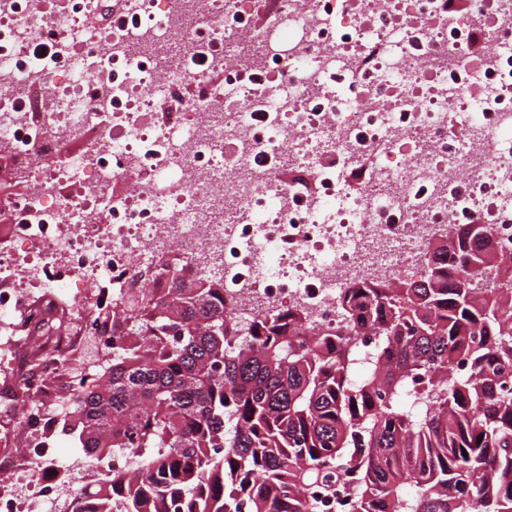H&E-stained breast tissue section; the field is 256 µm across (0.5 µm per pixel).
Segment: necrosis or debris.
<instances>
[{
	"mask_svg": "<svg viewBox=\"0 0 512 512\" xmlns=\"http://www.w3.org/2000/svg\"><path fill=\"white\" fill-rule=\"evenodd\" d=\"M463 224L512 258V0H0V374L34 396L111 357L101 316L169 259L236 323L290 306L333 330L344 288L416 274ZM60 288L82 313L29 372ZM1 417L28 454L0 512L55 503L54 401Z\"/></svg>",
	"mask_w": 512,
	"mask_h": 512,
	"instance_id": "necrosis-or-debris-1",
	"label": "necrosis or debris"
}]
</instances>
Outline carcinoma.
<instances>
[{"label":"carcinoma","mask_w":512,"mask_h":512,"mask_svg":"<svg viewBox=\"0 0 512 512\" xmlns=\"http://www.w3.org/2000/svg\"><path fill=\"white\" fill-rule=\"evenodd\" d=\"M489 229L444 230L419 281L345 289L334 335L299 310L241 334L217 283L115 298L112 360L59 410L98 512H322L340 491L350 512H512V262L488 265ZM117 455L134 473L103 469Z\"/></svg>","instance_id":"obj_1"}]
</instances>
